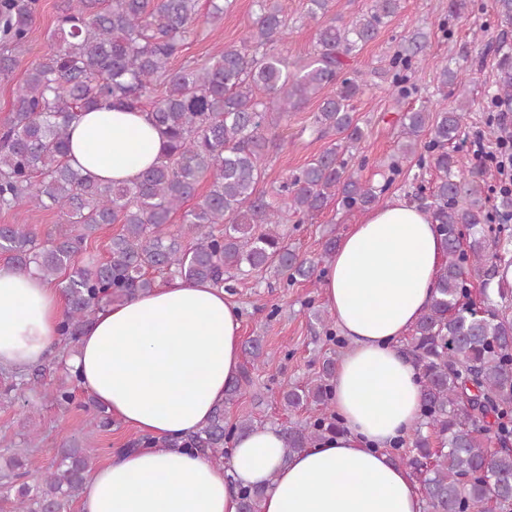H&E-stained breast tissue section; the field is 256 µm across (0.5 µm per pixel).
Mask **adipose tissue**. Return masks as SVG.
I'll return each mask as SVG.
<instances>
[{
	"mask_svg": "<svg viewBox=\"0 0 512 512\" xmlns=\"http://www.w3.org/2000/svg\"><path fill=\"white\" fill-rule=\"evenodd\" d=\"M69 138L70 164L103 185L137 181L163 146L144 109L81 113ZM443 258L430 215L405 201L352 225L322 280L348 342L333 379L340 430L289 456L282 427L268 423L223 466L169 442L206 424L238 376V307L211 282L178 280L104 307L67 363L83 390L151 443L95 468L79 512H239L243 487L262 489V512H423L390 448L410 436L421 406L417 366L399 342L430 304ZM63 304L36 269L0 264V368L46 360Z\"/></svg>",
	"mask_w": 512,
	"mask_h": 512,
	"instance_id": "obj_1",
	"label": "adipose tissue"
}]
</instances>
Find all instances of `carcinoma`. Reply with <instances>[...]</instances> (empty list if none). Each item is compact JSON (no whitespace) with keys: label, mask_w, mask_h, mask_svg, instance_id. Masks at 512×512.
I'll list each match as a JSON object with an SVG mask.
<instances>
[{"label":"carcinoma","mask_w":512,"mask_h":512,"mask_svg":"<svg viewBox=\"0 0 512 512\" xmlns=\"http://www.w3.org/2000/svg\"><path fill=\"white\" fill-rule=\"evenodd\" d=\"M307 16L318 23L314 52L294 67L279 45L288 39V19L279 0H257L258 12L237 45L208 60L174 68L171 61L196 32L200 0H66L48 34L49 51L27 70L0 123V210L53 208L64 219L41 241L27 224H1L0 249L18 269L35 265L63 288L67 310L60 328L65 346L75 348L96 313L156 287L154 275L186 283L208 280L224 287L235 274L273 268L294 282L313 277L329 260L336 237L317 259L300 256L284 243L279 226L292 214L303 222L330 203L347 210L370 208L386 190L349 172L365 130L355 102L377 71L343 76L346 58L373 41L400 11L401 0H371L348 22L330 15L332 0H308ZM40 0H0V76L11 75L26 50ZM426 34L405 37L389 63L397 99L415 91L410 74L426 62ZM500 78L492 98L512 103V54L499 59ZM439 91L461 83V73L444 63ZM317 111L309 128L316 140L332 143L295 170L273 195L258 189L262 162L279 149L275 130L290 112L311 101ZM120 103L146 107L163 138L157 164L130 184L102 185L67 161L69 126L77 114ZM401 142L388 169L420 155L440 173L416 206L429 213L444 237L445 260L434 298L412 328L407 349L420 366L422 400L416 435L398 462L420 479L427 512H475L488 501L512 512V449L490 452L483 436L501 442L512 436V315L508 292L501 303L484 293L482 307L469 302L468 280L488 286L495 266H486L496 241L493 217H512V194H485L478 175L462 177L448 144L466 122L465 104L433 113L421 105L397 119ZM428 138H422V134ZM205 193H199L202 183ZM195 204L183 209L185 203ZM180 214L181 225L171 229ZM104 224H120L109 258L81 265L77 255ZM336 361L327 358L316 378L283 391V402L299 409L309 400L328 406ZM76 371L44 393L59 405L75 398ZM253 386L244 369L225 390L230 404ZM256 427L243 418L228 428L224 407L175 447L211 459L228 456L227 445ZM336 428L318 413L284 428L286 456L310 448ZM441 448L432 451L430 435ZM27 449L0 459V484L14 492V512H64L82 494L92 462L81 448H63L53 470L27 480ZM263 490L242 493L239 512H261Z\"/></svg>","instance_id":"cac0c4a2"}]
</instances>
